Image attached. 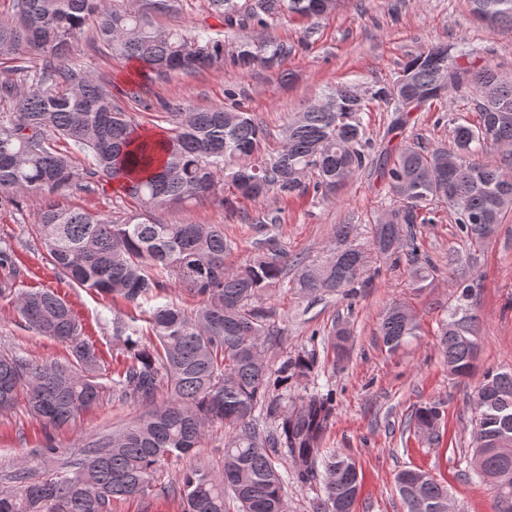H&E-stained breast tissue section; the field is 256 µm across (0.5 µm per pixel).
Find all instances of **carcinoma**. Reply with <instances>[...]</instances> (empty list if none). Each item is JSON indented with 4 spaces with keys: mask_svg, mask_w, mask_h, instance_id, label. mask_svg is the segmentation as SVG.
<instances>
[{
    "mask_svg": "<svg viewBox=\"0 0 512 512\" xmlns=\"http://www.w3.org/2000/svg\"><path fill=\"white\" fill-rule=\"evenodd\" d=\"M14 0V17L0 19V208L28 195L39 204L30 234L56 272L87 292L120 298L138 307L157 299L162 278L199 299L192 311L165 303L152 307L150 339L135 318L116 314L113 338L124 360L112 372V395L144 407L136 419L54 472L37 476L14 470L0 490V512H111L112 503L144 496L157 473L204 439L209 426L233 427L224 444L221 472L207 465L180 474L171 493L182 512H226V497L239 512H288L285 478L268 453L279 448L294 464L297 480L325 472V498L317 512H353L360 480L355 464L319 447L333 415L332 395L294 399L284 409L270 401L271 388L306 378L313 362L287 360L272 376L264 360L273 335L262 297L281 282L286 255L275 238L238 268L224 264L231 243L216 224H165L162 206L185 205L215 193L218 184L236 197H280L309 190L336 196L350 176L373 163V143L363 124L371 101L394 112L384 139L395 153L382 171L402 206L374 225V253L390 259L412 237V226L430 224L432 206L448 208L464 237H490L512 211V79L466 42L431 46L402 66L405 83L382 85L366 96L341 84L304 105L288 120L280 146L266 148L267 133L251 112L219 106L180 108L163 115L169 127L150 134L114 99L112 85L68 63L73 44L93 23L110 54L133 59L142 72H196L210 67L275 68L296 52L288 42L241 39L231 45L208 29L161 31L147 13L171 12L179 0ZM478 21L512 28V0H467ZM228 32L268 30L282 19L307 22L303 42L318 32L336 0H209ZM35 55L47 60L32 65ZM466 96L478 124L457 123L447 145L424 146L403 137L408 114L457 94ZM500 149L499 163L478 155ZM122 185L136 202L123 222L69 207V192L92 182ZM411 252L412 279L423 288L430 269ZM367 255L354 226L338 224L322 256L296 263L291 287L302 296L348 294L364 283ZM22 269L11 242L0 238V296L13 300L26 327L64 344L69 356L37 363L14 350H0V412L25 396L28 415L46 427L69 425L101 398L102 357L84 336L70 304L51 288H21ZM456 304L441 329L439 350L452 375L471 373L478 345L474 317L464 302L473 285L456 284ZM417 324L390 307L379 336L390 351L416 335ZM338 356L350 331L333 328ZM472 457L495 474L493 512H512V371L487 372L472 399ZM276 415L273 431L259 428L255 412ZM440 404L414 413V426L429 430L441 421ZM406 512H448V488L420 469L396 476Z\"/></svg>",
    "mask_w": 512,
    "mask_h": 512,
    "instance_id": "1",
    "label": "carcinoma"
}]
</instances>
